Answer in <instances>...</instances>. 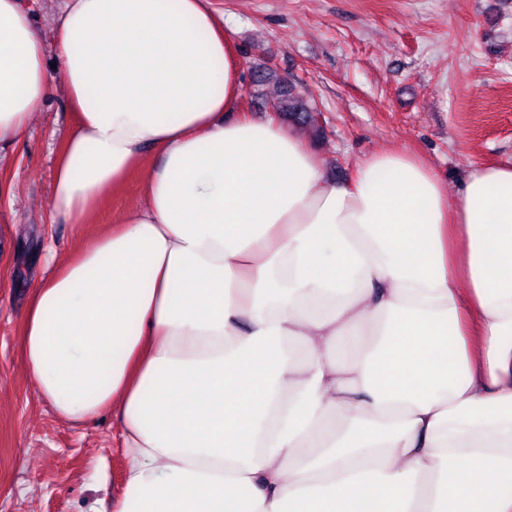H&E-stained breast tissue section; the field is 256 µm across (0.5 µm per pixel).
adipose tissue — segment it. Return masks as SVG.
Listing matches in <instances>:
<instances>
[{
	"label": "adipose tissue",
	"instance_id": "adipose-tissue-1",
	"mask_svg": "<svg viewBox=\"0 0 512 512\" xmlns=\"http://www.w3.org/2000/svg\"><path fill=\"white\" fill-rule=\"evenodd\" d=\"M59 59L0 0V143L73 109L52 206L126 211L32 287L21 351L59 417L120 424L112 512H512V166L449 193L389 150L342 181L231 118L208 0H65Z\"/></svg>",
	"mask_w": 512,
	"mask_h": 512
}]
</instances>
